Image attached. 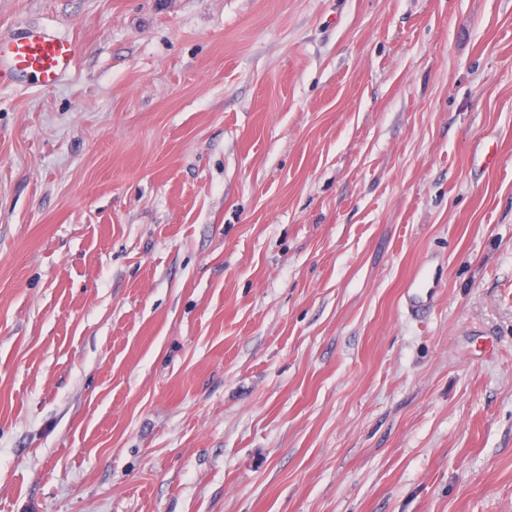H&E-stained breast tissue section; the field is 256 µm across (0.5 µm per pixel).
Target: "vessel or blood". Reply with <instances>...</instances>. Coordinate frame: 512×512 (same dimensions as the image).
Listing matches in <instances>:
<instances>
[{"label": "vessel or blood", "instance_id": "obj_1", "mask_svg": "<svg viewBox=\"0 0 512 512\" xmlns=\"http://www.w3.org/2000/svg\"><path fill=\"white\" fill-rule=\"evenodd\" d=\"M76 62L72 39L39 26H26L9 38H0V82L34 81L41 87L56 86ZM432 273L419 268L406 293L404 309L413 319H423L433 309Z\"/></svg>", "mask_w": 512, "mask_h": 512}]
</instances>
